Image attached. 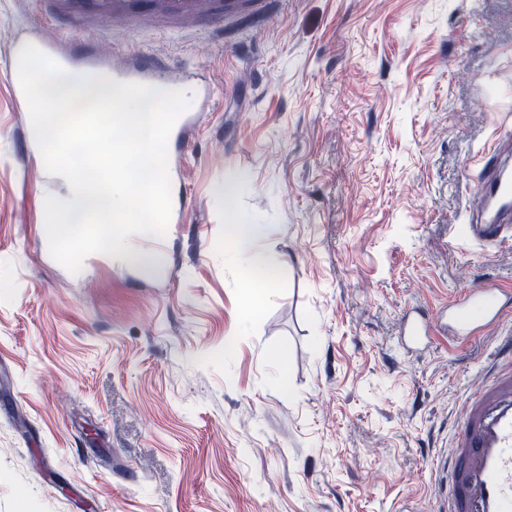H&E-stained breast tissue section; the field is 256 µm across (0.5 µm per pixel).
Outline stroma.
<instances>
[{
  "mask_svg": "<svg viewBox=\"0 0 512 512\" xmlns=\"http://www.w3.org/2000/svg\"><path fill=\"white\" fill-rule=\"evenodd\" d=\"M39 21L0 0V512H433L512 315L461 352L397 340L409 308L512 286V245L455 235L512 136V0H260L194 34L90 17L214 82L155 272L50 254L65 187L25 151L7 72ZM230 209L264 225L253 247L226 237ZM256 250L284 264L258 292Z\"/></svg>",
  "mask_w": 512,
  "mask_h": 512,
  "instance_id": "1",
  "label": "stroma"
}]
</instances>
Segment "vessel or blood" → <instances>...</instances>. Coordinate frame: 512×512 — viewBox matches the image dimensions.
Returning <instances> with one entry per match:
<instances>
[{
	"label": "vessel or blood",
	"mask_w": 512,
	"mask_h": 512,
	"mask_svg": "<svg viewBox=\"0 0 512 512\" xmlns=\"http://www.w3.org/2000/svg\"><path fill=\"white\" fill-rule=\"evenodd\" d=\"M43 23L64 28L82 50L80 59L62 55L55 41L39 33L15 41V48L32 43L45 54L69 67L78 76L111 73L113 81L135 82L159 90H179L195 82V101L178 117L170 134L178 140L192 113L205 111L214 97L213 86L200 80L197 72L175 67L151 51L115 47L122 63L109 65L108 58L73 22L71 5L42 0ZM97 16L117 23L137 22L151 15L181 32L196 27L203 12L214 21L232 15L242 0H224L223 5L205 6L203 0H94ZM480 208L468 223L460 225L459 236L489 251L512 244V152L501 150L485 164L476 183ZM512 307V289L488 280L456 296L437 319L410 309L402 319V347L417 352L431 341L433 325H440L453 347L461 349L487 327L501 323ZM445 494L437 512H512V336L495 347L482 385L471 392L462 415L455 420L451 446L439 461Z\"/></svg>",
	"instance_id": "obj_1"
}]
</instances>
